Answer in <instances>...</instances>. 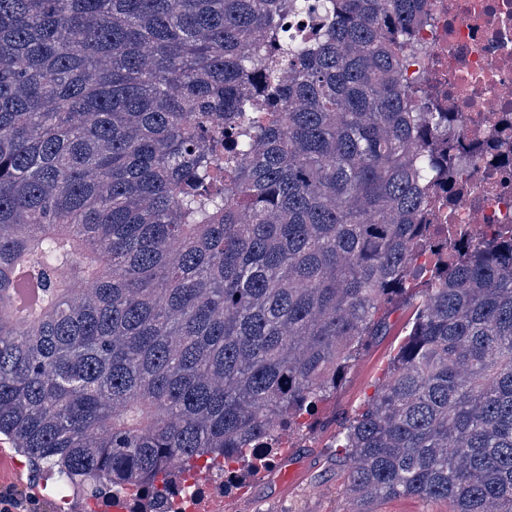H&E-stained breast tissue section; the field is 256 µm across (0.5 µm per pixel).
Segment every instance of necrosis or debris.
I'll return each instance as SVG.
<instances>
[{
    "mask_svg": "<svg viewBox=\"0 0 512 512\" xmlns=\"http://www.w3.org/2000/svg\"><path fill=\"white\" fill-rule=\"evenodd\" d=\"M419 31L442 107L464 113L465 148L448 221L480 231L512 224V0H431ZM224 488L174 492L168 512H223Z\"/></svg>",
    "mask_w": 512,
    "mask_h": 512,
    "instance_id": "necrosis-or-debris-1",
    "label": "necrosis or debris"
}]
</instances>
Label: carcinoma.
<instances>
[{
	"instance_id": "1",
	"label": "carcinoma",
	"mask_w": 512,
	"mask_h": 512,
	"mask_svg": "<svg viewBox=\"0 0 512 512\" xmlns=\"http://www.w3.org/2000/svg\"><path fill=\"white\" fill-rule=\"evenodd\" d=\"M428 10L0 0V437L35 481L166 512L271 468L430 244L349 491L512 512V224L431 223L465 117Z\"/></svg>"
}]
</instances>
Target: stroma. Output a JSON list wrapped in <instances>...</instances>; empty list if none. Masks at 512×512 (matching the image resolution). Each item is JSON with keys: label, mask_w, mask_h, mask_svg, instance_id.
I'll use <instances>...</instances> for the list:
<instances>
[{"label": "stroma", "mask_w": 512, "mask_h": 512, "mask_svg": "<svg viewBox=\"0 0 512 512\" xmlns=\"http://www.w3.org/2000/svg\"><path fill=\"white\" fill-rule=\"evenodd\" d=\"M418 301L413 295L391 308L385 333L369 338L325 403L326 426L294 436L274 467L226 497L232 512H357L358 503L346 492L349 461L339 448V433L385 381Z\"/></svg>", "instance_id": "1"}]
</instances>
